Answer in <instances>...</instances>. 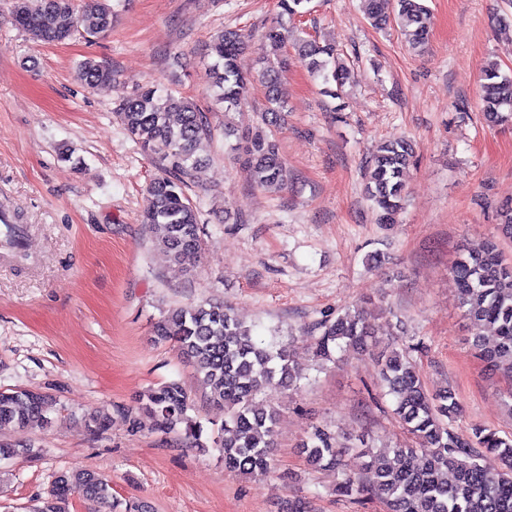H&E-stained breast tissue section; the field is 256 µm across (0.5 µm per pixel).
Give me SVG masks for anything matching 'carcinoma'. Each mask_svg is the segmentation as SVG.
Returning a JSON list of instances; mask_svg holds the SVG:
<instances>
[{
  "label": "carcinoma",
  "instance_id": "obj_1",
  "mask_svg": "<svg viewBox=\"0 0 512 512\" xmlns=\"http://www.w3.org/2000/svg\"><path fill=\"white\" fill-rule=\"evenodd\" d=\"M363 2L364 13L375 28L396 24L415 50L428 42L431 13L424 0H396L392 15L385 11V0ZM12 23L37 43L62 44L79 30L89 37L112 30V7L109 0H85L80 10L73 0H15ZM266 39L271 56L263 61L261 73L271 108L261 113L264 129L242 134L236 147V160L251 169L260 188L280 187L288 177L271 130L284 108L275 91L288 29L274 27ZM295 49L309 71L328 84L329 96H338V90L351 81L350 68L338 61L333 46L303 39L295 43ZM244 50L240 34L232 29L216 34L210 43L214 57L210 78L224 104L226 136L235 134L229 114L248 90L249 80L240 66ZM79 77L93 88L112 82V70L87 58L80 64ZM482 92L485 119L495 125L511 123L512 78L493 64L485 71ZM113 113L143 148L165 162L162 174L147 188L142 212L144 223L159 230L155 249L170 262H195L203 249L200 211L186 188L203 167L195 151L212 134L207 114L191 100L164 95L153 85L137 87L116 104ZM414 154L410 141L389 139L369 156L365 194L378 223H394L404 209V173ZM452 273L463 315L472 329L474 354L490 370L512 378V264L491 239L478 248L461 249ZM487 326L495 330L492 344L482 337ZM153 334L193 363L209 389V400L224 407V425L211 440L224 469L252 478L267 475L275 448L277 411L259 400L258 394L273 385L294 389L305 378L291 346L257 341L253 330L243 326L229 308L211 301L170 309L154 323ZM373 342L372 316L357 308L322 321L312 348L316 356L329 361L338 349H365ZM379 365L380 382L394 399L393 414L415 445L379 452L363 449L369 461L363 475L354 476L343 470L346 449L333 434L316 428L301 444L308 466L336 469L341 473L336 486L339 496L360 499L372 494L386 512H512V435L503 437L485 427L469 433L453 430L451 422L459 414L455 393L450 389L428 393L410 350L383 352ZM50 407V397L40 392L0 391V430L42 424L48 421ZM191 408L188 391L175 380L150 390L140 405L157 428L174 431L183 424L186 438L194 447L204 448L201 430L188 416ZM111 496L107 480L72 469L56 475L37 512H68L76 498L99 502Z\"/></svg>",
  "mask_w": 512,
  "mask_h": 512
}]
</instances>
